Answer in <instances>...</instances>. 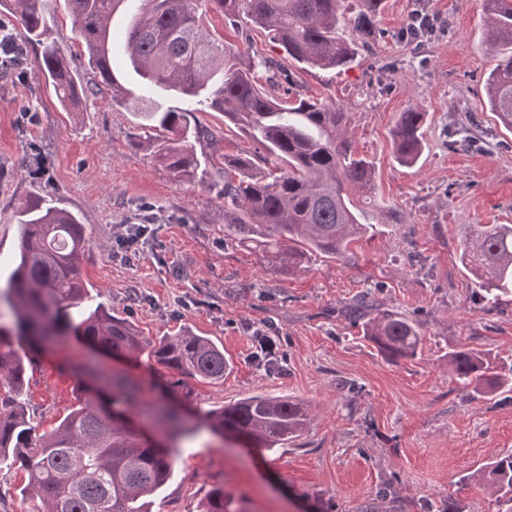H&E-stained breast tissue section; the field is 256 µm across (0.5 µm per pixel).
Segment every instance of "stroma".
Wrapping results in <instances>:
<instances>
[{
	"label": "stroma",
	"mask_w": 512,
	"mask_h": 512,
	"mask_svg": "<svg viewBox=\"0 0 512 512\" xmlns=\"http://www.w3.org/2000/svg\"><path fill=\"white\" fill-rule=\"evenodd\" d=\"M44 7L72 68L92 80L64 0ZM418 10L442 23L420 53L402 35ZM482 25L481 0H385L382 38L337 74L285 61L264 30L249 26L253 54L281 60L293 89L349 112L354 147L373 162L388 211L347 260L314 256L291 273L224 238L216 170L225 155H252L257 146L223 113L191 114L214 140L197 146L195 178L178 181L134 148L142 129L108 93L63 108L35 75L36 46L25 48V81L0 79V283L19 251L18 201L45 198L87 226L80 268L88 308L103 306L153 340L187 328L223 344V382H191L178 405L200 412L267 395L311 406L308 430L273 450L228 448L201 431L150 497L149 512H199L219 484L231 512H512V499L490 497L471 478L512 454V392L473 394L448 367L459 347L512 364V296L496 306L480 301L459 260L464 225L512 224V133L486 109L492 61L480 48ZM411 107L427 120L424 151L409 168L397 163L390 132ZM469 115L475 142L449 147L450 128ZM147 214L155 233L139 258L114 260L115 225ZM362 296L419 324L416 357L385 359L348 319L346 306ZM256 328L286 339L280 366L253 361ZM87 353L72 339L29 354L23 400L38 431L54 428L74 403L70 366ZM26 484L22 471L0 463V512H32Z\"/></svg>",
	"instance_id": "1"
}]
</instances>
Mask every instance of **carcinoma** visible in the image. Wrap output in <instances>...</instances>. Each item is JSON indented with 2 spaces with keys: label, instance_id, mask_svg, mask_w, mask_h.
<instances>
[{
  "label": "carcinoma",
  "instance_id": "cac0c4a2",
  "mask_svg": "<svg viewBox=\"0 0 512 512\" xmlns=\"http://www.w3.org/2000/svg\"><path fill=\"white\" fill-rule=\"evenodd\" d=\"M65 0L87 64L98 77L89 86L73 70L46 18L44 0H14L24 41L40 48L37 76L53 87L65 108L105 88L112 103L132 111L144 136L134 143L148 150L173 177L197 172L195 145L212 133L191 124L187 110L162 106L158 96L175 92L188 106L202 103L224 113L262 147L252 156H224V239L247 241L268 262L290 272L311 254L346 260L351 245L372 228L381 206L375 202L373 162L359 156L340 105L296 95L276 96L281 64L214 38L202 7L224 15L233 27L247 19L267 31L292 61L337 70L371 47L380 36L384 0ZM129 17L124 41L112 40V17ZM482 44L494 67L485 79L489 110L512 133V0H483ZM435 32L418 12L405 35L421 47ZM139 77L140 93L124 87L113 69L116 55ZM265 72L266 85L258 83ZM425 113L399 114L392 143L399 162L412 166L423 147ZM265 170L257 175V164ZM20 227L18 262L4 286L0 307V462L25 471L26 492L39 500L37 512H148L145 498L168 480L174 457L201 429L221 438L246 436L257 448H279L301 436L310 423L307 408L288 397L255 395L208 411L201 419L183 414L164 396L109 372L93 358L75 367L90 380L78 385L75 403L58 425L39 433L26 417L20 396L26 367L22 341L51 348L83 336L99 348L146 356V362L180 380L224 381V345L184 330L153 342L131 322L98 307L75 318L71 309L87 297L79 274L85 225L71 212L41 198H27L15 211ZM462 265L474 276L479 298L497 302L512 293V225L467 224ZM364 334L388 359L413 358L422 343L420 326L393 313L378 312L362 298L346 308ZM448 365L464 388L489 396L508 389L512 365L498 366L473 350L448 353ZM148 420L168 446L128 427L130 413ZM489 491L512 494V454L473 474ZM199 512H229L224 488L215 489Z\"/></svg>",
  "mask_w": 512,
  "mask_h": 512
}]
</instances>
